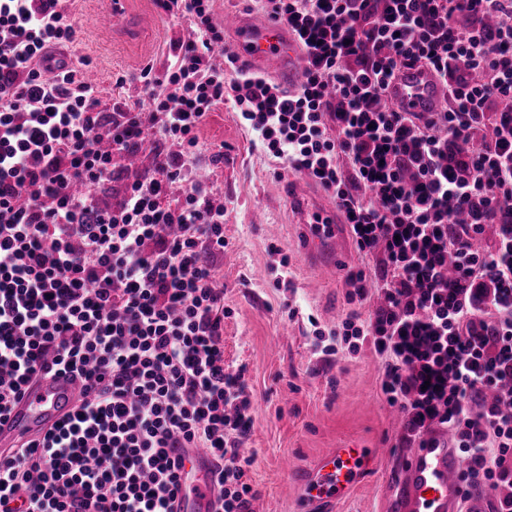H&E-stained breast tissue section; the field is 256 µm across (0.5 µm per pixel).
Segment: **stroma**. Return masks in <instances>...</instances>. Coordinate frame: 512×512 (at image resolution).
Returning <instances> with one entry per match:
<instances>
[{
	"label": "stroma",
	"mask_w": 512,
	"mask_h": 512,
	"mask_svg": "<svg viewBox=\"0 0 512 512\" xmlns=\"http://www.w3.org/2000/svg\"><path fill=\"white\" fill-rule=\"evenodd\" d=\"M140 25L137 36L104 25L109 0H68L78 27L73 61L100 73L96 89L102 108L135 102V78L146 66L163 71L177 44L191 35L186 20L168 17L157 0H124ZM195 171L224 202L227 246L215 263L224 284V365L243 370L250 388L253 427L244 445L254 459L249 482L251 512H299L300 486L284 460L308 468L331 448H370L371 475L329 512H391L392 492L405 465L404 416L381 396L384 362L371 345L338 344L322 353L317 329L330 330L349 311L368 313L366 302L347 297L344 276L326 278L307 258L302 222L325 190L284 169L260 147L256 134L228 105L209 113L198 130ZM223 151L224 162L210 156ZM288 256V287L274 285L273 269Z\"/></svg>",
	"instance_id": "stroma-1"
}]
</instances>
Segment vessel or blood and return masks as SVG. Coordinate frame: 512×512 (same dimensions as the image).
<instances>
[{
    "label": "vessel or blood",
    "mask_w": 512,
    "mask_h": 512,
    "mask_svg": "<svg viewBox=\"0 0 512 512\" xmlns=\"http://www.w3.org/2000/svg\"><path fill=\"white\" fill-rule=\"evenodd\" d=\"M224 25L234 36L232 50L240 67L275 77L288 90L297 89L305 61L287 26L234 13L225 14ZM446 94L433 70L404 69L389 83L386 104L408 112H437ZM336 212L335 200L322 203L317 209L320 221L312 226V254L329 275L342 255ZM78 398L79 382L68 374L43 375L28 383L9 411L0 415V450L38 441L73 411ZM171 454L183 461L175 512H216L214 461L208 450L175 448ZM372 463L373 453L367 448L329 449L301 478L300 512H320L322 506L346 497ZM460 468L447 429L425 436L407 451L404 476L394 489L397 512H460Z\"/></svg>",
    "instance_id": "b4317fda"
}]
</instances>
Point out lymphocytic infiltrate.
Here are the masks:
<instances>
[{
  "label": "lymphocytic infiltrate",
  "mask_w": 512,
  "mask_h": 512,
  "mask_svg": "<svg viewBox=\"0 0 512 512\" xmlns=\"http://www.w3.org/2000/svg\"><path fill=\"white\" fill-rule=\"evenodd\" d=\"M188 20L163 73L138 80L150 111L106 112L49 51L77 30L64 0H0V414L39 373L78 376L76 410L41 442L0 456V512H171L173 448L215 456L220 512H249L242 453L253 418L224 366V204L187 159L218 104L285 169L331 191L369 280L349 272V312L329 337L371 344L406 444L437 427L512 512V0H263L305 55L289 92L244 72L212 0H159ZM434 70L440 112H399L404 67ZM162 146L118 207L98 189L147 136ZM466 223H458V214Z\"/></svg>",
  "instance_id": "lymphocytic-infiltrate-1"
}]
</instances>
